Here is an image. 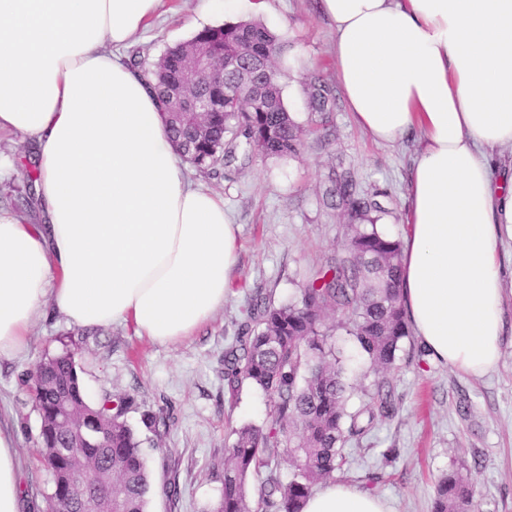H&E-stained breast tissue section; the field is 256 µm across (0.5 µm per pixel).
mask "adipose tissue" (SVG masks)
Returning <instances> with one entry per match:
<instances>
[{
  "label": "adipose tissue",
  "mask_w": 512,
  "mask_h": 512,
  "mask_svg": "<svg viewBox=\"0 0 512 512\" xmlns=\"http://www.w3.org/2000/svg\"><path fill=\"white\" fill-rule=\"evenodd\" d=\"M162 0H0V133L33 146L43 221L0 212V359L58 313L115 322L159 344L223 307L238 226L218 194L186 180L160 105L118 56ZM336 78L374 141L418 137L400 288L428 354L470 376L499 361L503 263L512 231V0H319ZM20 457L0 429V512H20ZM304 512H389L331 483Z\"/></svg>",
  "instance_id": "ef3b65f1"
}]
</instances>
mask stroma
<instances>
[{
  "label": "stroma",
  "instance_id": "1",
  "mask_svg": "<svg viewBox=\"0 0 512 512\" xmlns=\"http://www.w3.org/2000/svg\"><path fill=\"white\" fill-rule=\"evenodd\" d=\"M225 2L212 0L206 12L200 0H163L160 17L137 43L122 49L123 60L156 57L203 27L246 17L244 8L230 10ZM262 21L291 44L281 83L304 131L303 143L297 155L240 158L211 174L185 168L223 197L239 227L236 274L223 308L176 344L151 342L125 324L82 328L54 314L34 324L25 354L0 360V427L14 434L29 512H48L53 484L40 461V417L27 384L40 359L71 351L92 397L135 398L137 407L126 420L144 441L151 481L147 512H217L225 446L233 442L235 428L263 425L268 412L259 389L246 384L229 391L224 352L250 325L253 305L298 297L318 269L344 256L354 218L342 201L327 196L331 178L349 173L356 195L379 204V231L399 241L408 232L415 137L395 144L373 141L354 123L341 96L335 111H312L313 76L339 87L333 29L318 0H268ZM31 154L21 136L0 134V209L38 224L41 213L29 200L21 164ZM336 344L346 357L348 406L355 410L366 403L362 389L375 376L349 336H337ZM383 377L393 411L351 443L353 460L335 481L381 495L390 512H434L438 481L457 469L475 491L474 512H512V332L503 338L497 368L483 377L434 361L413 335L402 341ZM146 410L160 416L157 431L143 426ZM170 486L176 495L167 494Z\"/></svg>",
  "mask_w": 512,
  "mask_h": 512
}]
</instances>
